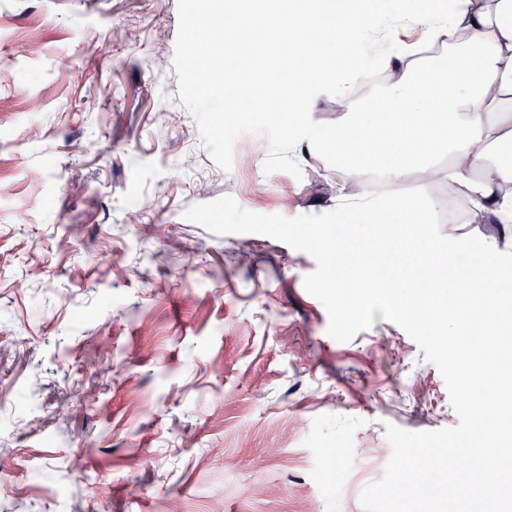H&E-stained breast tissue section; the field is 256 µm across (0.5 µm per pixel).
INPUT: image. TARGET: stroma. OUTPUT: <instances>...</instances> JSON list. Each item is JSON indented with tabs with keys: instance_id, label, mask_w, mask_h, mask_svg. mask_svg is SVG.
Returning a JSON list of instances; mask_svg holds the SVG:
<instances>
[{
	"instance_id": "35a3bbf8",
	"label": "stroma",
	"mask_w": 512,
	"mask_h": 512,
	"mask_svg": "<svg viewBox=\"0 0 512 512\" xmlns=\"http://www.w3.org/2000/svg\"><path fill=\"white\" fill-rule=\"evenodd\" d=\"M199 4L0 0V512H364L386 424L459 423L400 326L328 335L311 255L186 218L336 202L326 158L189 89Z\"/></svg>"
}]
</instances>
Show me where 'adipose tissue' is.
Instances as JSON below:
<instances>
[{"label": "adipose tissue", "mask_w": 512, "mask_h": 512, "mask_svg": "<svg viewBox=\"0 0 512 512\" xmlns=\"http://www.w3.org/2000/svg\"><path fill=\"white\" fill-rule=\"evenodd\" d=\"M220 15L248 56V72L225 71L245 111L263 98L289 114L288 150L300 162L320 150L336 160V223L315 229V239L337 248L358 239L363 224H387L414 250L437 244L433 233L416 232L429 221L432 200L411 195L402 183L440 175L466 208L464 224H495L498 238L482 252L464 253L462 273L436 277L431 267L409 270L391 281L373 272L377 293L395 295L403 313H430L449 338L469 340L463 386L479 383L493 413H503V376L490 363L501 350L480 340L473 313L499 315L507 301L497 292L512 277V0H451L370 22L362 0H229ZM423 45L447 50V57L416 66L411 57ZM383 47L379 62L389 77L386 93L353 107L348 82L363 79L359 67L369 50ZM332 80L341 109L334 126L310 122V90ZM380 173L387 187L378 198L348 186L363 171ZM413 294H405L406 285Z\"/></svg>", "instance_id": "adipose-tissue-1"}]
</instances>
